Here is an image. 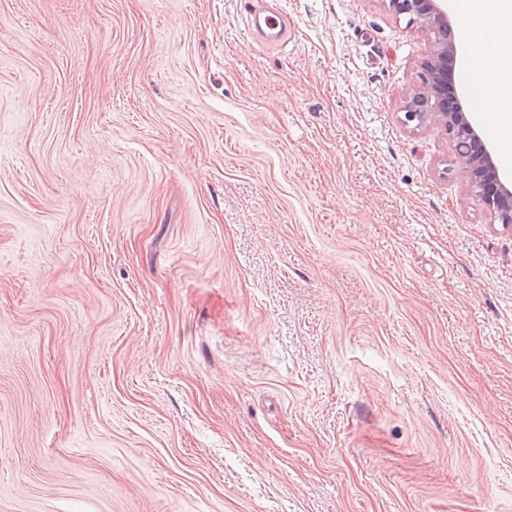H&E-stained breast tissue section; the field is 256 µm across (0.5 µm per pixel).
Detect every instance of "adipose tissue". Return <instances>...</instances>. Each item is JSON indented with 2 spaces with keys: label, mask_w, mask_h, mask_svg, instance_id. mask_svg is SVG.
I'll list each match as a JSON object with an SVG mask.
<instances>
[{
  "label": "adipose tissue",
  "mask_w": 512,
  "mask_h": 512,
  "mask_svg": "<svg viewBox=\"0 0 512 512\" xmlns=\"http://www.w3.org/2000/svg\"><path fill=\"white\" fill-rule=\"evenodd\" d=\"M454 7L474 32L464 71L472 110L495 128L501 149L512 150V0H454Z\"/></svg>",
  "instance_id": "adipose-tissue-1"
}]
</instances>
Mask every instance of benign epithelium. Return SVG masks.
<instances>
[{"label": "benign epithelium", "mask_w": 512, "mask_h": 512, "mask_svg": "<svg viewBox=\"0 0 512 512\" xmlns=\"http://www.w3.org/2000/svg\"><path fill=\"white\" fill-rule=\"evenodd\" d=\"M396 15L408 17L407 24L420 29L430 42V51L420 65V83L402 106L405 122L415 127L436 124L447 131L460 165L469 175L471 192L488 206L500 224H512V182L501 179L493 152L484 143L480 129L465 110L448 111V41L452 23L447 0H386Z\"/></svg>", "instance_id": "benign-epithelium-1"}]
</instances>
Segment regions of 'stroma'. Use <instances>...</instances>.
<instances>
[{
  "label": "stroma",
  "instance_id": "obj_1",
  "mask_svg": "<svg viewBox=\"0 0 512 512\" xmlns=\"http://www.w3.org/2000/svg\"><path fill=\"white\" fill-rule=\"evenodd\" d=\"M0 0V512H512V236L380 0Z\"/></svg>",
  "mask_w": 512,
  "mask_h": 512
}]
</instances>
